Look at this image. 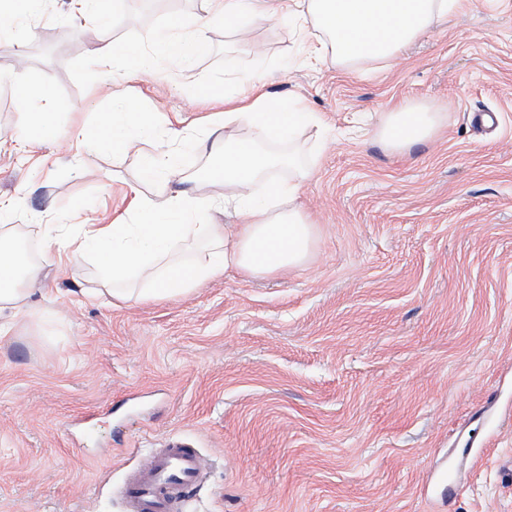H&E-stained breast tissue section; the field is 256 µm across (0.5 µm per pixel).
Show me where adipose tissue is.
I'll list each match as a JSON object with an SVG mask.
<instances>
[{"label": "adipose tissue", "mask_w": 512, "mask_h": 512, "mask_svg": "<svg viewBox=\"0 0 512 512\" xmlns=\"http://www.w3.org/2000/svg\"><path fill=\"white\" fill-rule=\"evenodd\" d=\"M205 2L203 13L180 17L157 34L159 56L134 45L109 43L92 52L91 66L99 72L119 59L135 73L150 74L162 67L185 71L198 57L212 24L233 22L245 14L266 20L294 14L306 23L307 36L319 52L331 54L338 67L351 70L394 60L447 15L451 0ZM17 95L32 140L46 142L55 129L57 103L52 93L43 84L26 81ZM439 124V113L399 104L388 112L379 135L391 150L402 151L429 138ZM234 125L248 127L250 136L231 133ZM320 125L314 113L258 94L215 114L207 126L168 129L170 150L142 160L159 194H137L136 223L85 224L75 236L68 225L59 224L43 252L49 256L65 251L72 262L92 264L98 294L121 301L186 295L232 267L265 277L301 266L311 252L314 226L299 203L300 183L309 168L296 143L305 130ZM154 130L145 114L124 100L97 128L82 129L78 136L111 149L140 141ZM209 139L224 143L218 169L193 175L191 187L173 188L170 176L178 167L179 149ZM206 184L223 185L224 199L234 204L241 223L208 221L212 199L202 190ZM16 207L15 200L0 198V339L10 335L13 317L29 312V300L42 286L38 266L21 263L18 234L5 222Z\"/></svg>", "instance_id": "obj_1"}]
</instances>
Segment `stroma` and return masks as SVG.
Segmentation results:
<instances>
[{"label":"stroma","mask_w":512,"mask_h":512,"mask_svg":"<svg viewBox=\"0 0 512 512\" xmlns=\"http://www.w3.org/2000/svg\"><path fill=\"white\" fill-rule=\"evenodd\" d=\"M68 4L0 40L32 59L0 87L11 225L39 246L49 224L134 223L135 191L156 194L142 156L225 109L193 85L249 77L325 125L299 197L315 238L288 272L232 268L163 300L88 296L91 266L54 257L0 340V512H124L125 470L170 436L205 459L182 512H512V0H455L387 65H309L298 21L248 18L212 25L190 71L107 78L92 48L149 47L202 0H121L106 28ZM30 79L60 110L43 145L14 96ZM117 97L157 137L77 140ZM397 102L443 115L401 153L378 134Z\"/></svg>","instance_id":"obj_1"}]
</instances>
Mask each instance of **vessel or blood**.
Instances as JSON below:
<instances>
[{
  "label": "vessel or blood",
  "instance_id": "vessel-or-blood-1",
  "mask_svg": "<svg viewBox=\"0 0 512 512\" xmlns=\"http://www.w3.org/2000/svg\"><path fill=\"white\" fill-rule=\"evenodd\" d=\"M202 464L200 449L182 441L150 454L122 486L127 512H177L196 487Z\"/></svg>",
  "mask_w": 512,
  "mask_h": 512
}]
</instances>
